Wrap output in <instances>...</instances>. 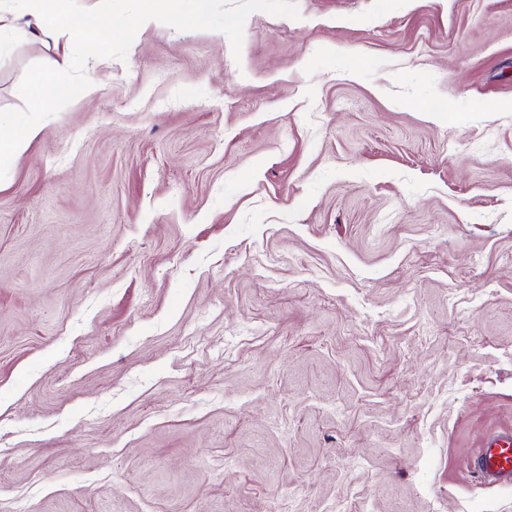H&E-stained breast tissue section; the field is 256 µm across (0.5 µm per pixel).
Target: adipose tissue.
I'll return each mask as SVG.
<instances>
[{
    "mask_svg": "<svg viewBox=\"0 0 512 512\" xmlns=\"http://www.w3.org/2000/svg\"><path fill=\"white\" fill-rule=\"evenodd\" d=\"M91 24V17L76 15L73 0H0V56L9 55L17 43L40 33L66 34L86 54L99 56V45L83 38ZM58 70L57 59L48 56L32 72L27 87L29 112H47L49 101L55 96L73 93L89 100L97 93L98 87L91 80L73 87L56 82Z\"/></svg>",
    "mask_w": 512,
    "mask_h": 512,
    "instance_id": "ef3b65f1",
    "label": "adipose tissue"
}]
</instances>
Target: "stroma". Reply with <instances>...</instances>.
I'll return each mask as SVG.
<instances>
[{"label": "stroma", "mask_w": 512, "mask_h": 512, "mask_svg": "<svg viewBox=\"0 0 512 512\" xmlns=\"http://www.w3.org/2000/svg\"><path fill=\"white\" fill-rule=\"evenodd\" d=\"M137 7L0 57L99 86L0 166V512H512V0ZM141 7L136 15L129 18L130 23L139 26L154 25L156 27L167 24L173 18H181L183 4L187 0H140ZM470 466L487 485L512 484V432L489 436Z\"/></svg>", "instance_id": "obj_1"}]
</instances>
